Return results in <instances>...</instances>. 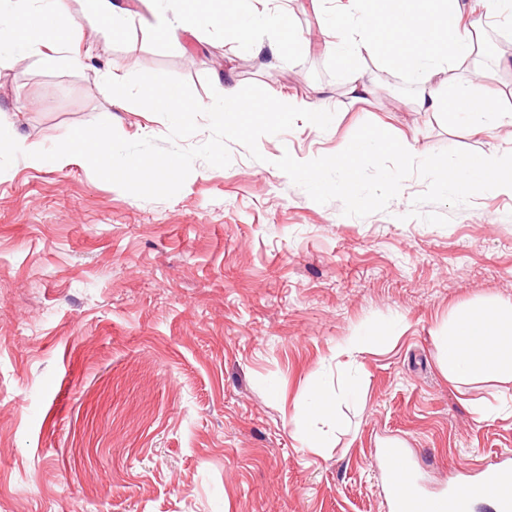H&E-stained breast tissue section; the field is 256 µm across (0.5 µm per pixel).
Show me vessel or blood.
Listing matches in <instances>:
<instances>
[{"label": "vessel or blood", "instance_id": "1", "mask_svg": "<svg viewBox=\"0 0 512 512\" xmlns=\"http://www.w3.org/2000/svg\"><path fill=\"white\" fill-rule=\"evenodd\" d=\"M381 472L386 481H401L411 490L409 496L392 497L391 512H412V504H424L428 512H469L470 501L456 489H448L438 495L426 494L417 481L404 450L397 445L382 449Z\"/></svg>", "mask_w": 512, "mask_h": 512}]
</instances>
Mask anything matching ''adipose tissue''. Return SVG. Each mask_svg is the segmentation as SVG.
I'll list each match as a JSON object with an SVG mask.
<instances>
[{"instance_id":"obj_1","label":"adipose tissue","mask_w":512,"mask_h":512,"mask_svg":"<svg viewBox=\"0 0 512 512\" xmlns=\"http://www.w3.org/2000/svg\"><path fill=\"white\" fill-rule=\"evenodd\" d=\"M9 18L0 26V48L14 56L63 50L85 35L62 0H0ZM256 0H181L180 8L161 27L167 39L206 23L252 41L239 23L255 12ZM505 0H347L341 7L349 21L337 25L330 49L353 97L370 94L365 73L356 65L364 56L401 63L419 86L417 107L447 115L472 132L489 135L512 128V113L499 106V94L480 80L457 84L443 94L434 83L443 68L470 69L472 35L497 15ZM224 132L242 135L265 124L271 115L302 112L313 128L323 113L291 98L267 103L263 111L243 108L232 84H225ZM443 364L453 381L512 382V304L467 308L457 313L443 339Z\"/></svg>"}]
</instances>
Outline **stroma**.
<instances>
[{"label": "stroma", "mask_w": 512, "mask_h": 512, "mask_svg": "<svg viewBox=\"0 0 512 512\" xmlns=\"http://www.w3.org/2000/svg\"><path fill=\"white\" fill-rule=\"evenodd\" d=\"M65 6L89 55H0V111L33 149L105 118L127 140L166 136L164 118L106 91L115 67L181 78L214 107L229 70L243 104L290 95L325 119L262 136L258 161L230 143L229 166L195 161L166 200L69 157L0 172V512H388L376 449L408 448L430 493L512 454V384L451 382L440 365L457 312L512 303V195L414 218L427 183L413 175L358 218L272 164L339 153L368 121L424 156H500L512 135L417 111L407 69L370 56L358 65L377 88L353 100L326 46L336 0H291L305 38L280 56L209 25L160 37L174 0H146L118 37L91 27L86 0ZM509 52L512 10L479 55L512 111ZM432 210L449 224L425 223ZM315 386L336 396L332 415L310 409ZM479 401L506 408L480 420ZM310 427L323 448L302 443Z\"/></svg>", "instance_id": "stroma-1"}]
</instances>
